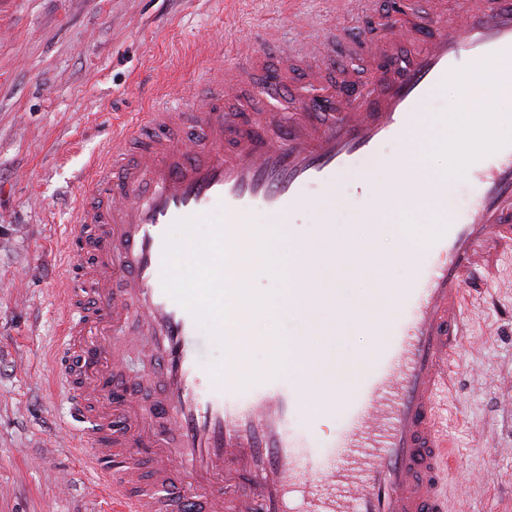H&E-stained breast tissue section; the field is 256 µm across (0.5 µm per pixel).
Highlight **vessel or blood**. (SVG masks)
Wrapping results in <instances>:
<instances>
[{"label": "vessel or blood", "mask_w": 512, "mask_h": 512, "mask_svg": "<svg viewBox=\"0 0 512 512\" xmlns=\"http://www.w3.org/2000/svg\"><path fill=\"white\" fill-rule=\"evenodd\" d=\"M405 9L390 0L380 36L329 25L287 55L277 81L258 87L264 57L244 36L230 82L204 81L189 104L142 113L134 132L115 129L122 150L94 164L65 241L74 263L60 290L68 316L53 358L78 424L63 428L64 444L96 474L112 512H448L441 485L453 459L441 397L466 338L467 296L512 251V113L485 93L478 68L512 65V0H460L453 16L443 0L425 15ZM429 26L423 47L397 53ZM342 57L366 64L373 80L340 67ZM451 84L466 98L429 111ZM459 112L471 117L463 143L474 202L440 211L444 231L410 260L401 285L392 286L386 257L346 238L371 287L355 308L339 309L312 277L318 247L304 246L296 274L304 328L293 339L304 379L250 365L240 328L228 322L231 362L214 382L200 363L205 330L163 290L174 225L217 212L229 241L243 224L271 236L304 209L328 211L337 182L354 170L363 188L380 184L410 206L384 145L447 129ZM134 314L142 330L131 336L124 323ZM351 326L370 343L340 400L317 342ZM129 348L163 388L154 409L142 408L136 386L114 385ZM326 420L336 426L327 438ZM167 438L174 446L160 452Z\"/></svg>", "instance_id": "1"}]
</instances>
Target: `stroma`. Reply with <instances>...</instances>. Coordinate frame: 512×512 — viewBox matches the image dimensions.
<instances>
[{"label":"stroma","instance_id":"35a3bbf8","mask_svg":"<svg viewBox=\"0 0 512 512\" xmlns=\"http://www.w3.org/2000/svg\"><path fill=\"white\" fill-rule=\"evenodd\" d=\"M332 20L329 0H0V512H104L54 444L68 405L50 388L88 162L170 87L190 102L235 57L239 30L295 52ZM467 315L445 419L448 512H512V252Z\"/></svg>","mask_w":512,"mask_h":512}]
</instances>
